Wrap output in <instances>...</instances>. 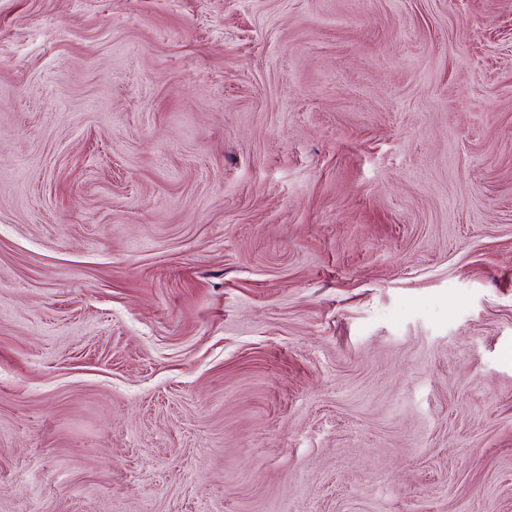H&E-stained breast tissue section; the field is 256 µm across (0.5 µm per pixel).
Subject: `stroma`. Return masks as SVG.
<instances>
[{"instance_id":"1","label":"stroma","mask_w":512,"mask_h":512,"mask_svg":"<svg viewBox=\"0 0 512 512\" xmlns=\"http://www.w3.org/2000/svg\"><path fill=\"white\" fill-rule=\"evenodd\" d=\"M0 512H512V0H0Z\"/></svg>"}]
</instances>
